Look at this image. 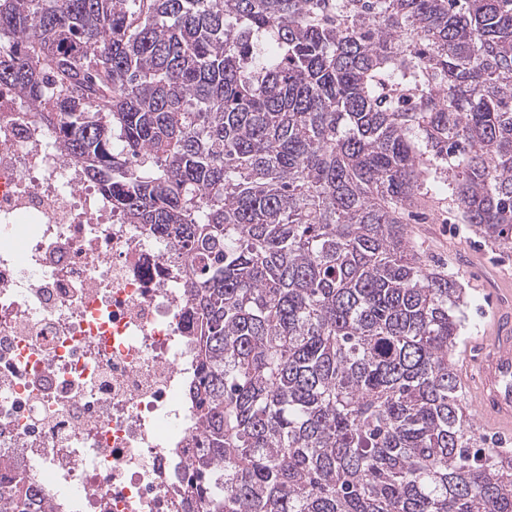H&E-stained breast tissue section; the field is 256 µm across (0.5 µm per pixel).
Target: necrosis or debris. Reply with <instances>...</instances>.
Masks as SVG:
<instances>
[{
	"label": "necrosis or debris",
	"instance_id": "1",
	"mask_svg": "<svg viewBox=\"0 0 512 512\" xmlns=\"http://www.w3.org/2000/svg\"><path fill=\"white\" fill-rule=\"evenodd\" d=\"M179 248L123 224L0 88V477L40 512H202V376Z\"/></svg>",
	"mask_w": 512,
	"mask_h": 512
}]
</instances>
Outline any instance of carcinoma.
I'll return each mask as SVG.
<instances>
[{"instance_id":"1","label":"carcinoma","mask_w":512,"mask_h":512,"mask_svg":"<svg viewBox=\"0 0 512 512\" xmlns=\"http://www.w3.org/2000/svg\"><path fill=\"white\" fill-rule=\"evenodd\" d=\"M0 87L182 243L209 512H512L405 222L432 157L512 242V0H0Z\"/></svg>"}]
</instances>
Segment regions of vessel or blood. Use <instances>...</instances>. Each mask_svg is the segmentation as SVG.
<instances>
[{"label":"vessel or blood","mask_w":512,"mask_h":512,"mask_svg":"<svg viewBox=\"0 0 512 512\" xmlns=\"http://www.w3.org/2000/svg\"><path fill=\"white\" fill-rule=\"evenodd\" d=\"M478 403L497 430L512 431V303L496 309L491 337L478 350Z\"/></svg>","instance_id":"b4317fda"}]
</instances>
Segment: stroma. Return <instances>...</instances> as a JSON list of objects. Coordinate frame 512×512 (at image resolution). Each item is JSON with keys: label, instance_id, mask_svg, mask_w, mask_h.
Instances as JSON below:
<instances>
[{"label": "stroma", "instance_id": "1", "mask_svg": "<svg viewBox=\"0 0 512 512\" xmlns=\"http://www.w3.org/2000/svg\"><path fill=\"white\" fill-rule=\"evenodd\" d=\"M421 193V203L406 217L408 233L423 263L451 275L463 289L460 334L466 343L481 341L495 307L512 300V248L476 234L462 222L442 161L430 162ZM457 369L464 382L461 404L480 437L479 447L512 452V438L502 437L488 426L478 408L472 359L460 360Z\"/></svg>", "mask_w": 512, "mask_h": 512}]
</instances>
